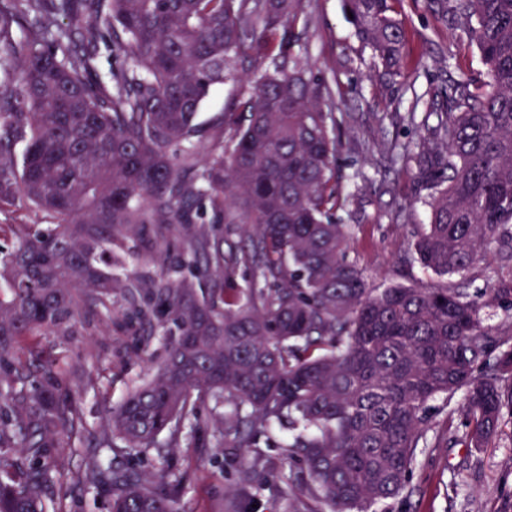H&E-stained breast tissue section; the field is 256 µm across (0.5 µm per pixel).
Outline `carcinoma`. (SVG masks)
<instances>
[{
  "label": "carcinoma",
  "mask_w": 512,
  "mask_h": 512,
  "mask_svg": "<svg viewBox=\"0 0 512 512\" xmlns=\"http://www.w3.org/2000/svg\"><path fill=\"white\" fill-rule=\"evenodd\" d=\"M392 2L343 0L358 40L395 74L405 35ZM436 11L468 26L488 76L441 86L436 142L414 146L434 193L413 255L454 277L496 241L512 259V0H436ZM305 14V0H0V76L16 81L13 111L0 112V214L19 201L37 216L0 223L20 230L0 256V512H57L50 449L85 431L53 369L23 387L22 338L68 336L86 308L112 321L116 288L168 349L108 411L101 446L147 450L164 432L177 448L189 422L232 448H270L286 430L289 473L258 453L239 483L276 491L287 512H301L298 486L314 512H369L402 494L418 451L442 445L428 436L439 397L463 392L469 448L512 416V326L484 325L462 288H368L346 260L336 116L322 108L342 90L307 78L294 53ZM102 22L123 58L108 81L94 67ZM252 52L264 72L201 159L198 109ZM414 147L386 141L382 154L394 163ZM205 206L211 223H195ZM221 224L249 234L230 253L252 274L242 291L224 275ZM130 258L159 272L128 274ZM201 278L228 287L200 296ZM487 303L512 320V282ZM209 404L224 414L204 422ZM83 481L112 512H174L180 489L130 462L95 464Z\"/></svg>",
  "instance_id": "obj_1"
}]
</instances>
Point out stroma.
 <instances>
[{"instance_id": "stroma-1", "label": "stroma", "mask_w": 512, "mask_h": 512, "mask_svg": "<svg viewBox=\"0 0 512 512\" xmlns=\"http://www.w3.org/2000/svg\"><path fill=\"white\" fill-rule=\"evenodd\" d=\"M395 10L406 42L397 77L375 65L371 50L355 37L341 0H309L306 8L309 28L299 53L312 79L340 84L343 90L333 110L343 119L335 131V169L345 201L338 215L350 226L347 255L371 288L446 285L486 300L490 289L512 280V262H503L494 245L462 278L444 279L423 268L412 256L411 243L428 221L431 190L422 182L415 158L392 166L380 152L382 140L415 143L437 125V114L422 111L416 122H409L414 94L451 79L482 84L486 69L464 27L442 20L431 0H397ZM257 74L250 69L241 81L211 91L197 115L204 136L225 125L233 100ZM164 356L163 336L144 338L139 322L123 312L106 324L86 310L73 335L43 330L27 338L24 357L34 373L46 367L61 371L59 394L77 404L87 429L83 438L63 441L52 451L56 473L48 494L59 512H108L106 493L81 480L98 458L91 433L105 411L147 379L150 366ZM166 440L159 435L157 449L142 455L140 466L146 473L164 470L179 480L176 512H225L230 500L225 489L238 486L241 472L253 464L252 452L225 447L207 430L170 450ZM376 512H512V419H504L497 437L485 447L452 443L418 453L408 489L377 505Z\"/></svg>"}]
</instances>
